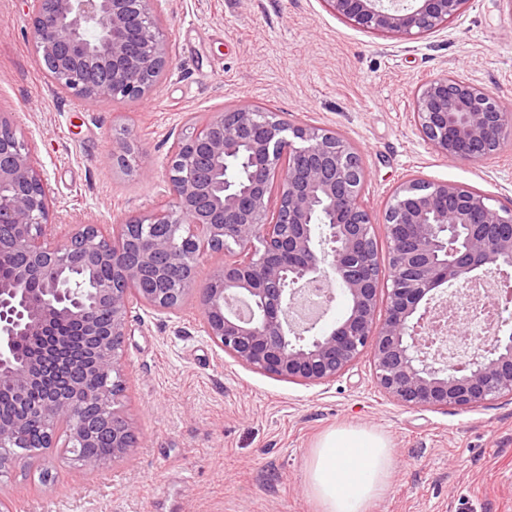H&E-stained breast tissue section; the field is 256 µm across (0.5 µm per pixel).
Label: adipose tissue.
Returning a JSON list of instances; mask_svg holds the SVG:
<instances>
[{
    "mask_svg": "<svg viewBox=\"0 0 512 512\" xmlns=\"http://www.w3.org/2000/svg\"><path fill=\"white\" fill-rule=\"evenodd\" d=\"M396 463L380 435L357 429H335L315 448L307 487L321 512H369L383 495Z\"/></svg>",
    "mask_w": 512,
    "mask_h": 512,
    "instance_id": "1",
    "label": "adipose tissue"
}]
</instances>
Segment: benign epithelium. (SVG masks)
Instances as JSON below:
<instances>
[{
	"instance_id": "7a95c632",
	"label": "benign epithelium",
	"mask_w": 512,
	"mask_h": 512,
	"mask_svg": "<svg viewBox=\"0 0 512 512\" xmlns=\"http://www.w3.org/2000/svg\"><path fill=\"white\" fill-rule=\"evenodd\" d=\"M37 54L56 83L95 102L139 99L169 71L157 0H26ZM367 32L407 40L438 31L469 0H325ZM97 31L98 42L86 40ZM414 125L442 156L458 163L493 155L512 134V111L462 75L440 74L415 94ZM246 147V180L224 177V160ZM167 191L149 212L112 225L80 224L63 243L49 233L51 199L32 163V145L0 113V372L24 398L43 389L42 447H56L68 425L73 447L102 434L112 460L137 445V428L107 408L106 380L122 378L131 305L175 312L193 296L201 328L224 353L290 382L322 385L370 353L378 387L409 408L469 410L512 399V327L498 320L469 336L460 289L512 267V205L484 193L414 179L387 200L380 263L376 219L361 203L365 168L358 150L335 132L293 125L254 104L190 117L166 159ZM228 256L202 280L210 253ZM112 264V278L97 267ZM390 285L380 288L381 276ZM338 284L349 305L307 338L288 328L297 284ZM385 308H379L380 292ZM437 304H432L433 299ZM443 307L459 313L448 333L475 345L448 366L430 352L428 319ZM80 323L89 352L70 355L54 323ZM44 339L27 356L23 338ZM28 409L0 412V447L20 444Z\"/></svg>"
}]
</instances>
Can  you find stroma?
Returning <instances> with one entry per match:
<instances>
[{"instance_id":"obj_1","label":"stroma","mask_w":512,"mask_h":512,"mask_svg":"<svg viewBox=\"0 0 512 512\" xmlns=\"http://www.w3.org/2000/svg\"><path fill=\"white\" fill-rule=\"evenodd\" d=\"M159 11L172 70L142 99L101 103L51 83L24 0H0V113L36 146L57 240L151 209L186 117L240 104L351 142L374 215L413 178L512 201V138L455 163L413 122L417 88L440 73L512 109V0H469L448 27L408 41L358 30L325 0H161ZM126 132L138 147L125 169L112 155ZM200 320L192 297L174 314L133 306L119 402L136 448L87 473L58 444L12 467L0 500L12 512H320L306 484L313 451L327 432L356 428L396 458L370 512H512V400L405 407L381 392L367 354L329 384L289 382L225 354Z\"/></svg>"}]
</instances>
